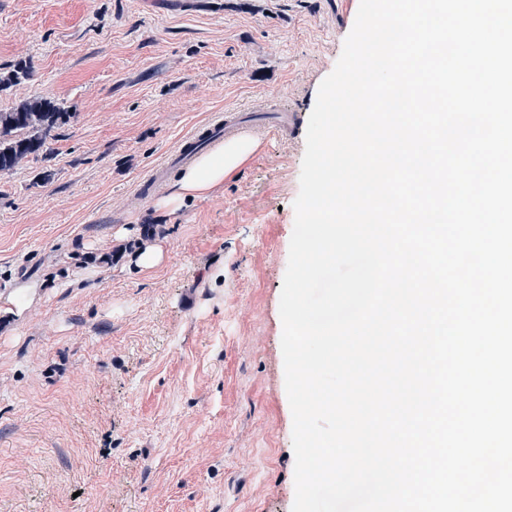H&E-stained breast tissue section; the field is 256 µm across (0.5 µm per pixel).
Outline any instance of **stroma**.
Returning a JSON list of instances; mask_svg holds the SVG:
<instances>
[{"label":"stroma","mask_w":512,"mask_h":512,"mask_svg":"<svg viewBox=\"0 0 512 512\" xmlns=\"http://www.w3.org/2000/svg\"><path fill=\"white\" fill-rule=\"evenodd\" d=\"M343 0H0V112L55 101L0 173V512H292L280 298L309 116ZM265 103L294 139L175 213L150 186L212 114ZM159 244L142 270L136 252ZM81 278H74V271Z\"/></svg>","instance_id":"35a3bbf8"}]
</instances>
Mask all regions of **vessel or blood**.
Instances as JSON below:
<instances>
[{
	"mask_svg": "<svg viewBox=\"0 0 512 512\" xmlns=\"http://www.w3.org/2000/svg\"><path fill=\"white\" fill-rule=\"evenodd\" d=\"M259 129L286 138L294 130V117L287 112L269 115L267 109L232 110L213 116L204 129L186 136L164 161L165 167L191 166L199 154L222 140H229L250 130Z\"/></svg>",
	"mask_w": 512,
	"mask_h": 512,
	"instance_id": "vessel-or-blood-1",
	"label": "vessel or blood"
}]
</instances>
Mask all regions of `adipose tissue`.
Segmentation results:
<instances>
[{
  "instance_id": "ef3b65f1",
  "label": "adipose tissue",
  "mask_w": 512,
  "mask_h": 512,
  "mask_svg": "<svg viewBox=\"0 0 512 512\" xmlns=\"http://www.w3.org/2000/svg\"><path fill=\"white\" fill-rule=\"evenodd\" d=\"M259 139L251 135L225 141L215 151L201 156L185 168L161 198V210L176 212L188 204L210 197L224 186L260 150Z\"/></svg>"
}]
</instances>
